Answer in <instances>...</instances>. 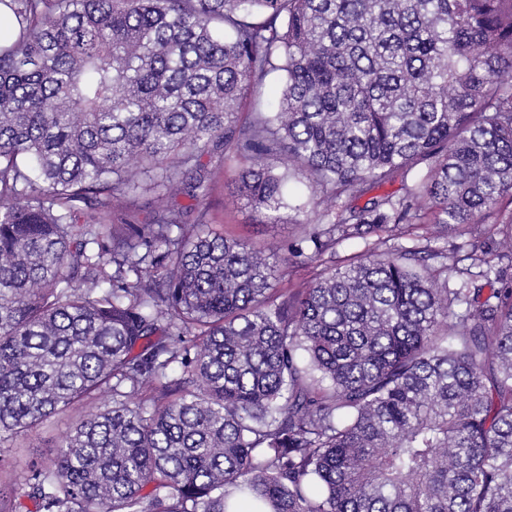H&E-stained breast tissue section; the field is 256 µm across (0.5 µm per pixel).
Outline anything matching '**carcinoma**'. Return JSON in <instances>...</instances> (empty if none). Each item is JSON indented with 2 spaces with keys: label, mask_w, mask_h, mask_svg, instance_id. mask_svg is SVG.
<instances>
[{
  "label": "carcinoma",
  "mask_w": 512,
  "mask_h": 512,
  "mask_svg": "<svg viewBox=\"0 0 512 512\" xmlns=\"http://www.w3.org/2000/svg\"><path fill=\"white\" fill-rule=\"evenodd\" d=\"M0 6V512H512V231L431 247L512 205V0ZM215 151L262 222L307 225L298 288L210 229ZM145 188L194 220L120 211ZM509 207L503 214L502 217L499 218V221L496 223L495 219L490 218L486 220L482 227H480L481 232L478 236L474 237V234L470 235L462 231L461 229H449L442 233V235L438 238L432 239L431 245L435 248H443L448 250V256L452 255L453 250L456 247H461V252L459 254H464L468 250L471 249L470 244L480 245L483 241L487 239V237L492 236L495 240H500L502 237L508 232L509 227L506 224H502L501 220L505 221V218L508 215ZM497 224V225H494ZM71 424L72 415L64 414L56 418L50 427L41 429L30 441L31 446L39 448H25L27 457L37 460L50 457L56 449L53 447L69 431Z\"/></svg>",
  "instance_id": "1"
}]
</instances>
